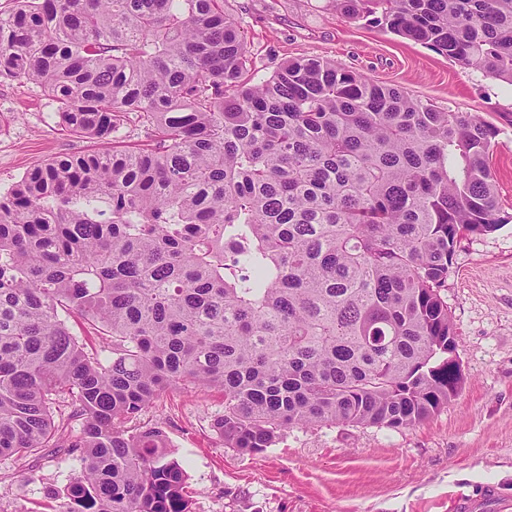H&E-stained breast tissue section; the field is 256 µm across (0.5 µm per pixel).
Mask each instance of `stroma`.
Here are the masks:
<instances>
[{"mask_svg": "<svg viewBox=\"0 0 512 512\" xmlns=\"http://www.w3.org/2000/svg\"><path fill=\"white\" fill-rule=\"evenodd\" d=\"M266 78L289 59L318 56L400 86L445 112L497 127L491 172L512 214V84L464 68L385 25L350 20L331 0H225ZM56 104L33 84L0 83V189L46 160L92 149L57 126ZM464 383L448 406L405 429L321 424L282 432L265 451L226 447L215 388L166 390L132 422L161 428L188 474L191 512H512V223L463 238L443 290ZM62 449L0 457V512H51L54 491L82 469L66 444L79 430L55 413Z\"/></svg>", "mask_w": 512, "mask_h": 512, "instance_id": "obj_1", "label": "stroma"}]
</instances>
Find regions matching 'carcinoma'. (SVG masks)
Masks as SVG:
<instances>
[{"label": "carcinoma", "instance_id": "carcinoma-1", "mask_svg": "<svg viewBox=\"0 0 512 512\" xmlns=\"http://www.w3.org/2000/svg\"><path fill=\"white\" fill-rule=\"evenodd\" d=\"M13 2L0 81L107 145L0 194V457L58 447L66 399L83 467L58 512H190L166 433L126 427L171 387L223 390L214 427L252 454L448 404L456 247L512 222L494 125L319 57L257 80L224 0ZM334 2L512 84V0ZM131 121L148 146L116 143ZM71 314L112 338L108 367Z\"/></svg>", "mask_w": 512, "mask_h": 512}]
</instances>
